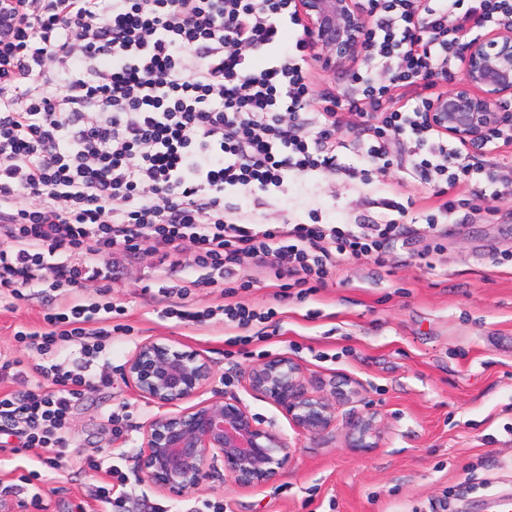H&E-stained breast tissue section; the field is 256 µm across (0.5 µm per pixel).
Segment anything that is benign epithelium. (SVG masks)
<instances>
[{
    "label": "benign epithelium",
    "mask_w": 512,
    "mask_h": 512,
    "mask_svg": "<svg viewBox=\"0 0 512 512\" xmlns=\"http://www.w3.org/2000/svg\"><path fill=\"white\" fill-rule=\"evenodd\" d=\"M310 52L326 72L354 70L371 51L366 32L371 18L359 0H295ZM461 78L442 92L429 111L434 128L466 146L512 124L503 103L512 97V24L462 43ZM169 337L138 343L124 366V380L160 409L145 424L139 469L161 493L179 496L204 486L217 465L243 487L272 484L292 457L288 439L251 413L236 395L198 402L213 372L196 351L178 348ZM247 389L276 406L300 436H318L336 422V402L358 394L347 378L314 389L299 364L286 354L248 367ZM352 448H375L381 439L378 413L348 418Z\"/></svg>",
    "instance_id": "benign-epithelium-1"
}]
</instances>
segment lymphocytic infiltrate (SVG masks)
<instances>
[{
    "label": "lymphocytic infiltrate",
    "instance_id": "f902f5d3",
    "mask_svg": "<svg viewBox=\"0 0 512 512\" xmlns=\"http://www.w3.org/2000/svg\"><path fill=\"white\" fill-rule=\"evenodd\" d=\"M359 3L372 19L370 57L389 79L353 73L355 93L325 92L316 112L307 39H283L293 0H11L0 15V296L43 281L111 282V262L148 246L164 277L187 253L202 284L230 296L254 285L240 273L246 259L278 284L276 300L302 299L353 261L384 264L416 238L438 245L446 227L435 221L250 224L227 214L224 197L240 186L260 206L291 176L357 177L339 159L344 111L363 120L362 159L410 171L433 187L440 213L459 207L460 185H491L490 202L511 204L512 182L433 128L429 110L462 37L512 15V0ZM399 138L406 154L390 151ZM182 291L159 288L164 316L199 324L222 314L238 331L232 346L276 315L239 302L187 310L170 302ZM123 312L77 301L45 313L43 330L18 332L42 358L40 381L0 395V422L65 458L75 399L112 382L99 316ZM62 341L78 346L77 369L58 363Z\"/></svg>",
    "mask_w": 512,
    "mask_h": 512
}]
</instances>
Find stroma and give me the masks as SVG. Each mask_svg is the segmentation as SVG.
Wrapping results in <instances>:
<instances>
[{"instance_id":"obj_1","label":"stroma","mask_w":512,"mask_h":512,"mask_svg":"<svg viewBox=\"0 0 512 512\" xmlns=\"http://www.w3.org/2000/svg\"><path fill=\"white\" fill-rule=\"evenodd\" d=\"M384 198L409 202L407 224L425 223L440 204L416 196L407 174L375 166L362 181L296 178L261 207L241 193L226 195L224 204L265 224H369L383 215ZM442 245L430 267L419 257L422 241L394 249L382 265L354 262L304 301L277 307L278 330L255 325L252 342L233 348L220 319L196 325L160 316L143 292L157 275L156 257L142 250L112 282L109 298L125 309L106 340L112 383L75 401L67 458L55 462L52 451L24 447L16 431L0 427V512H203L206 501L223 512H494V498L512 496V265L494 262L512 252V217L459 208ZM97 289L94 282L57 291L37 286L0 301V353L32 369L41 357L17 331L39 329L43 312L62 311L72 299L97 301ZM151 336L174 337L207 358L213 377L201 399L237 394L288 437L295 451L274 484L240 487L218 467L201 489L171 497L138 473L142 427L158 409L125 382L123 368ZM279 353L299 363L312 384L345 376L359 388L357 402L337 408L335 428L299 436L279 409L247 393L245 370ZM123 406L129 419L118 432L108 416ZM368 409L380 416L379 447L348 448V414ZM107 454L127 475L108 503L98 495L100 474L84 465ZM32 471L44 480L37 506L21 487Z\"/></svg>"}]
</instances>
